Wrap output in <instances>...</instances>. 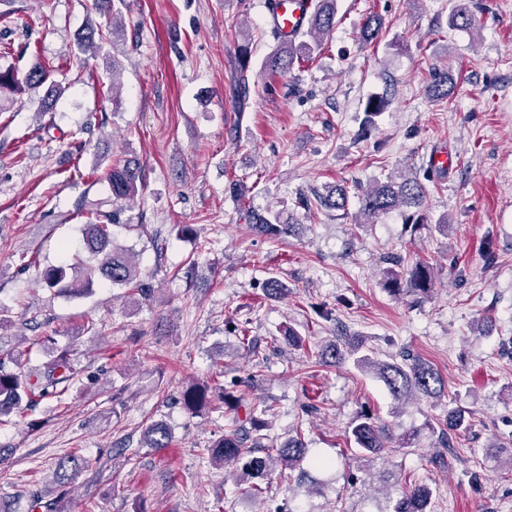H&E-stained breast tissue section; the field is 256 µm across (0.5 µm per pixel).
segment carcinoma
Returning <instances> with one entry per match:
<instances>
[{
  "label": "carcinoma",
  "instance_id": "carcinoma-1",
  "mask_svg": "<svg viewBox=\"0 0 512 512\" xmlns=\"http://www.w3.org/2000/svg\"><path fill=\"white\" fill-rule=\"evenodd\" d=\"M94 10L108 18L107 26L87 28L78 41L82 51H98L100 45L96 39L112 37L114 41L125 39L124 30L116 24L113 0H95ZM336 0H312L308 15L307 28L302 35L310 41H296L274 28L271 35L276 48L264 60L262 67L266 73L276 75L293 67L301 57H309L319 51L324 36L330 34L336 25ZM449 25L460 31H472L474 18L467 4L459 2L454 7ZM382 17L373 13L366 17L361 30V39L370 43L379 37L382 31ZM51 65L34 63L25 73L18 74L14 66L0 67V112L6 110L5 92L12 94L24 90H35L48 80ZM428 93L436 99L448 98L453 93L452 79L448 70L435 73L434 80L428 87ZM388 106L382 97H371L365 106L364 130L375 125V118ZM443 171L429 166L422 177H410L401 181L387 178L363 190L358 196V216L365 224L375 222L380 216L393 210L404 214L405 231L415 235L427 217L424 212L426 198L425 183L441 177ZM106 180L112 197L122 200L137 192L135 172L129 165H113L106 174ZM325 209L346 211L349 197L346 188L338 186L325 196L315 200H305L306 207L312 202ZM120 213L116 210L99 212L85 225L84 248L96 264L90 265L82 259L48 265L41 270L40 281L43 287L58 297L66 299L80 298L92 293L94 276H99L112 286L128 287L144 296L151 294V288L141 279V270L130 250L119 246L112 240V225L119 222ZM251 228L257 234L271 239L288 236L293 225L283 221L280 213L268 210L264 213L251 212ZM383 262L382 279L387 291L397 297L411 295L418 302L431 298L434 291L436 272L430 263L418 260L405 265L398 256H386ZM265 293L271 297L282 298L288 295V285L277 277H269L263 283ZM40 346L50 353V359L40 371L27 368L28 350L16 349L9 353L8 360H0V420L12 415L25 414L36 409L44 400L62 396L74 377L68 351L55 348L53 336L47 334L39 341ZM361 344L354 336H339L326 341L320 346L318 360L321 364L334 365L353 358L355 364L363 370H372L384 383L388 393L395 401H401L412 395L437 398L444 393L445 382L441 374L429 362L408 355L392 362H375L360 354ZM184 407L189 411L212 405V388L208 384H192L182 394ZM222 403L236 412L244 411V418L238 419L234 428L224 432L210 448L211 464L222 467L228 462L239 465L240 479L245 482L244 491L256 494L262 491L261 482L275 470H291L304 458L306 447L301 433L288 437L280 444L271 446L264 455L257 452L264 448L261 444L262 431L268 428L267 416L270 408L258 409L241 404V398L234 392L222 389ZM447 429L441 432L438 447H452V435L467 431L469 421L458 411L448 413ZM349 442L355 445L364 456L377 455L386 447L385 427L374 414L365 412L353 420L348 427ZM172 440L171 431L163 421L148 425L141 439V447L168 448ZM86 461L72 457L59 462L54 473L55 483L64 488L75 480ZM432 490L422 484L405 488L397 500L393 512H429Z\"/></svg>",
  "mask_w": 512,
  "mask_h": 512
}]
</instances>
